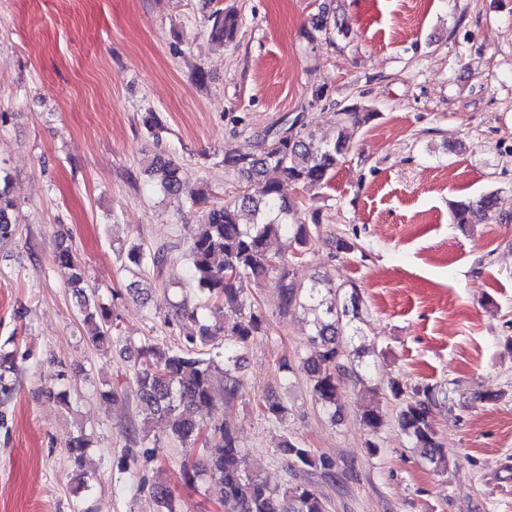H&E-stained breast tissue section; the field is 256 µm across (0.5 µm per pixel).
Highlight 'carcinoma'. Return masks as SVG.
Instances as JSON below:
<instances>
[{"label":"carcinoma","instance_id":"obj_1","mask_svg":"<svg viewBox=\"0 0 512 512\" xmlns=\"http://www.w3.org/2000/svg\"><path fill=\"white\" fill-rule=\"evenodd\" d=\"M240 16L234 9L218 8L208 16L206 32L210 42L222 47L234 39ZM331 39L335 33L347 37L348 31L329 11L313 15L308 42L317 34ZM337 107L336 140L316 139L312 120L299 113L293 118L280 117L259 134V154L240 155L232 149L224 151V169L257 175L241 190V200H211L206 195L193 201L202 208L199 223L191 225L188 244V277L201 296L202 303L178 312L197 329L176 332L173 321L164 325L178 339L170 344H151L139 350L136 384L139 391L143 424L165 420L169 438L185 447H199L208 453L204 469L214 500L227 512H326L325 504L314 489L295 485L280 492L258 474H246L240 468L241 445L235 428L224 423L212 426L206 417L217 409L215 384L224 387V399L235 398L242 389L237 375L239 352L255 336L269 332L265 314L251 296L249 286L267 279L274 280L285 313L298 308L311 310L315 318L308 337L309 354L303 361L317 404L336 419L339 390L348 378L361 384L368 393L366 370L354 363L344 337L351 335L349 305L356 303L359 285L351 279L315 278L310 285L295 282L290 264L301 263L316 235L320 233L319 211L313 210L304 220L299 203L283 195L281 181L258 179L266 169L276 170L282 181L306 189H324L330 185L336 167L346 158L353 127L366 125L379 111L368 100L352 104L329 103ZM145 172L151 182L166 194L179 192L178 164L172 160L153 158ZM8 175H0V247L15 240L12 222L14 207ZM497 192L485 193L468 203L452 205L455 224L469 223V215L482 211L496 218ZM284 239L288 249H270L271 239ZM130 263L154 268L163 266L168 255L163 248L147 250L132 244L127 252ZM56 265L67 284L79 295L80 314L87 341L96 349L112 343L121 335L119 322L105 308L89 301L85 274L80 262L68 249L59 251ZM222 338L223 351L211 355L204 351L216 338ZM17 351L0 345V401L7 402L15 390L11 373ZM387 390L397 401L400 429L420 449L423 458L436 461L441 442L434 429L432 412L439 404L442 390L435 384L419 382L413 386L390 379ZM259 415L272 423L283 422L288 408L267 395L255 400ZM361 421L373 435L383 427L385 417L372 403L363 405ZM89 440L79 433L68 443L74 462L82 464ZM281 451L295 466L317 467L320 460L312 450L287 439Z\"/></svg>","mask_w":512,"mask_h":512}]
</instances>
